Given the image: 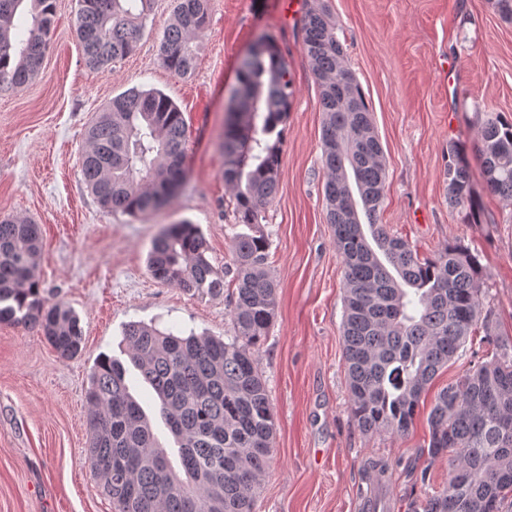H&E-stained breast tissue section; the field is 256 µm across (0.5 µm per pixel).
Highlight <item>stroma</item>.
<instances>
[{"mask_svg":"<svg viewBox=\"0 0 512 512\" xmlns=\"http://www.w3.org/2000/svg\"><path fill=\"white\" fill-rule=\"evenodd\" d=\"M211 0L194 73L159 58L173 0H154L135 52L95 71L75 37L77 0H56L39 76L0 92V216L33 218L43 233L44 294L80 318V355L59 360L36 332L0 324V512H114L89 470L85 394L100 354L128 356V323L227 337L229 298L192 296L152 278L151 243L167 225L196 224L215 268L242 232L224 184L219 145L237 64L263 34L288 65L294 96L284 126L278 193L265 212L276 286L273 325L257 351L275 414V460L253 512H358L370 460L388 465L392 512H407L445 484L448 463L427 454L428 406L403 435L365 433L348 409L341 327L343 264L323 200V114L303 52L310 0ZM347 66L372 111L387 170L379 221L430 258L459 241L488 271L482 298L499 338L512 341V202L484 188L475 131L485 113L512 119V22L493 0H326ZM158 89L180 108L188 140L185 180L160 209L109 213L80 167L91 116L131 87ZM465 150L477 191L472 211L448 204L449 142ZM132 394L171 461L179 455L151 387L128 371ZM429 470L430 481L419 475Z\"/></svg>","mask_w":512,"mask_h":512,"instance_id":"35a3bbf8","label":"stroma"}]
</instances>
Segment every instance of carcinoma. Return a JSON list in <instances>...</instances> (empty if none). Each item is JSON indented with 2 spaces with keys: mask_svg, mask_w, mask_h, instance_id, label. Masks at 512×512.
<instances>
[{
  "mask_svg": "<svg viewBox=\"0 0 512 512\" xmlns=\"http://www.w3.org/2000/svg\"><path fill=\"white\" fill-rule=\"evenodd\" d=\"M154 0H78L76 35L85 64L105 69L132 54ZM55 0H0V91L40 73L51 41ZM209 0H176L160 43L163 67L191 74ZM303 51L324 115L322 163L327 221L344 266L343 358L349 410L360 430L402 435L438 372L465 353L481 328L491 358L475 361L435 397L428 415L430 460L448 461V481L409 512H502L512 495V344L492 332L479 256L454 241L421 258L378 223L386 187L383 147L365 96L345 65L336 24L322 0L301 19ZM293 84L274 41L263 36L240 61L220 145L224 183L248 232L229 242L218 271L198 227L168 225L152 242L150 275L186 293L233 292L230 336H187L141 322L124 329L127 355L155 391L178 447L177 472L129 392L126 370L101 355L87 391L88 464L115 512H251L273 463L275 420L256 348L269 334L275 286L266 269L261 220L279 187L282 131ZM84 182L101 207L136 216L161 208L185 177L182 112L159 90L132 87L85 128ZM485 188L512 201V121L486 113L477 128ZM448 205L472 209L469 163L448 146ZM371 237H366L360 217ZM40 225L0 217V324L39 331L61 360L81 352L80 321L61 300L47 304L38 275Z\"/></svg>",
  "mask_w": 512,
  "mask_h": 512,
  "instance_id": "obj_1",
  "label": "carcinoma"
}]
</instances>
